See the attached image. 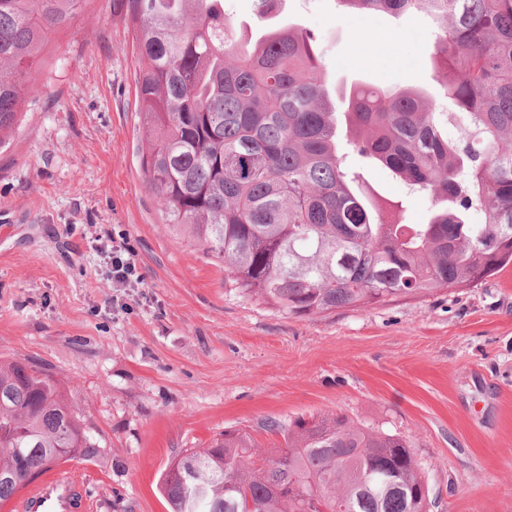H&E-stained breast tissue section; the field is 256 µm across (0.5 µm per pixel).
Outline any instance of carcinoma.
Segmentation results:
<instances>
[{"mask_svg":"<svg viewBox=\"0 0 512 512\" xmlns=\"http://www.w3.org/2000/svg\"><path fill=\"white\" fill-rule=\"evenodd\" d=\"M84 0H0V144L16 130L48 35ZM281 0H253L261 23ZM424 13L431 66L456 112L413 89L334 95L314 35L245 44L224 0H112L130 21L145 117L144 181L167 221L224 263V286L311 316L469 288L512 263V0H337ZM355 155L433 195L426 224L364 192ZM481 223H471L473 214ZM264 448L226 430L163 472L169 512H430L411 441L339 415L269 420ZM97 448L42 370L0 362V509L35 473Z\"/></svg>","mask_w":512,"mask_h":512,"instance_id":"carcinoma-1","label":"carcinoma"}]
</instances>
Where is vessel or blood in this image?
<instances>
[{"mask_svg":"<svg viewBox=\"0 0 512 512\" xmlns=\"http://www.w3.org/2000/svg\"><path fill=\"white\" fill-rule=\"evenodd\" d=\"M17 512H90L78 476L66 467L55 469L29 485L16 498Z\"/></svg>","mask_w":512,"mask_h":512,"instance_id":"b4317fda","label":"vessel or blood"}]
</instances>
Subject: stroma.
<instances>
[{"label":"stroma","instance_id":"stroma-1","mask_svg":"<svg viewBox=\"0 0 512 512\" xmlns=\"http://www.w3.org/2000/svg\"><path fill=\"white\" fill-rule=\"evenodd\" d=\"M286 24L318 38L334 89L423 88L449 111L424 15L282 0L268 25ZM133 37L112 0H87L0 148V361L61 382L99 448L67 463L95 512H166L159 478L185 449L227 429L270 448L262 422L311 414L408 437L432 512H512V265L471 288L306 317L227 291L223 266L144 187ZM365 180L426 222L431 196L377 168ZM114 235L135 248L140 287L113 286L98 245Z\"/></svg>","mask_w":512,"mask_h":512}]
</instances>
